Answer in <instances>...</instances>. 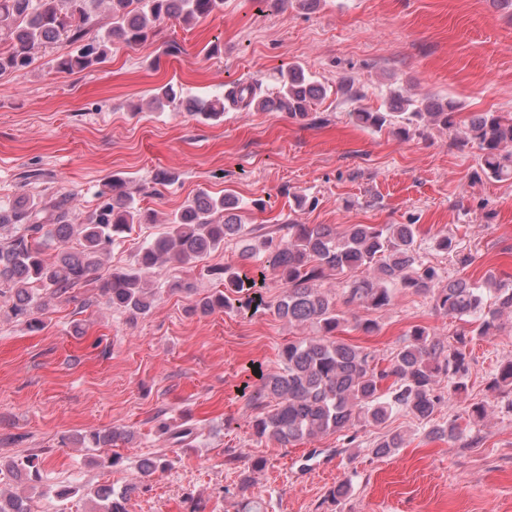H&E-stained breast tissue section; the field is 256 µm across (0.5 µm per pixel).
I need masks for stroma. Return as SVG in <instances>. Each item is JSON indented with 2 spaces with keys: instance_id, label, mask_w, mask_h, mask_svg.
I'll list each match as a JSON object with an SVG mask.
<instances>
[{
  "instance_id": "stroma-1",
  "label": "stroma",
  "mask_w": 512,
  "mask_h": 512,
  "mask_svg": "<svg viewBox=\"0 0 512 512\" xmlns=\"http://www.w3.org/2000/svg\"><path fill=\"white\" fill-rule=\"evenodd\" d=\"M67 51L54 44L25 72L0 75V201L62 189L86 214L106 181L125 179L158 221L126 233L108 266H127L168 214L205 191L239 198L244 223L264 225L277 240L291 221L413 224L423 261L442 278L512 283V178H476L480 152L456 148L455 130L432 126L405 139L351 117L360 107L385 109L394 92L449 96L466 116L512 113V11L492 0H318L308 8L302 0H224L223 11L194 24L171 19L142 44L112 45L104 62L80 73L54 68ZM291 65L328 89L312 107L320 124L278 110H228L216 122L150 102L168 83L210 97L258 81L269 95L278 71ZM345 79L363 91L361 101L338 92ZM29 170L41 179L24 183ZM160 172L172 178L161 188ZM292 192L307 194L312 207L292 210ZM257 199L265 210L254 208ZM444 236L451 251L436 247ZM240 248L234 239L193 268L165 267L154 306L134 320L95 302L91 285L76 300L51 301L41 331L0 316V457L40 454L32 512H88L79 493L58 503L63 485L120 492L131 484L127 512H190L194 503L200 512H237L244 497L262 501L266 512H512V392L488 388L512 360V316L470 345L465 393L439 383L450 399L435 420L460 416L464 439L428 440L424 425L400 412L384 430L359 432L353 448L338 433L284 448L254 434L244 388L278 372L282 348L316 328L275 314L281 288L271 277L257 313L189 311L221 290L213 271L237 266ZM464 256L470 264H461ZM177 280L193 291H170ZM355 314L378 329H349L343 339L385 363L413 328L450 344L466 327L411 290ZM477 403L487 406L485 416H469ZM163 419L186 423L192 437L171 446L157 431ZM92 430L126 437L108 450L61 444ZM383 431L401 433L406 444L379 459L370 449ZM111 452L120 464L101 466ZM158 454L170 467L141 478L140 459ZM345 479L350 495L334 504L328 493Z\"/></svg>"
}]
</instances>
